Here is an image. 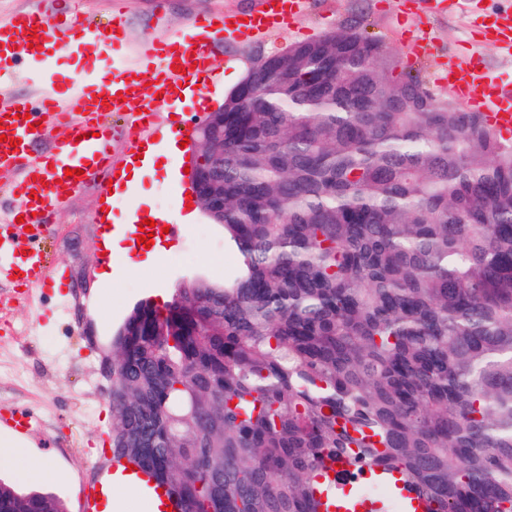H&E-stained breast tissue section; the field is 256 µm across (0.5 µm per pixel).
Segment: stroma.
Instances as JSON below:
<instances>
[{
    "mask_svg": "<svg viewBox=\"0 0 512 512\" xmlns=\"http://www.w3.org/2000/svg\"><path fill=\"white\" fill-rule=\"evenodd\" d=\"M472 11L449 8L446 0H309L306 10L290 26L250 41L217 37L212 43L215 78L205 104L196 100L160 109V127H194L224 101L244 76L256 54H273L290 44L339 29L350 19H363L365 30L381 39L401 69L418 75L427 89L449 99L447 88L434 81L437 64L461 51L479 57L501 81L512 83V55L475 33L476 14H490L512 0H472ZM259 0H0V19L34 8L67 14L81 26L99 27L121 17L127 40L150 37L166 41L185 31L194 20L228 12L254 10ZM425 37L428 50L410 55L404 39ZM191 147L170 158L168 170L142 178L155 209L175 213L190 187L186 173ZM105 198L104 186L94 183L77 193L51 217L55 231L41 248L62 276L23 295L0 286V414L14 409L34 413L41 424L22 438L21 446L45 455L57 474L47 491L73 505L81 480L95 478L94 457L103 433L112 429V401L102 363L112 352V334L132 306L141 299H170L176 284L197 274L214 279L233 275L237 258L224 248V231L205 214L181 225L167 238L171 251L160 262L105 280L100 259L97 218Z\"/></svg>",
    "mask_w": 512,
    "mask_h": 512,
    "instance_id": "stroma-1",
    "label": "stroma"
}]
</instances>
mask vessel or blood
<instances>
[{
  "mask_svg": "<svg viewBox=\"0 0 512 512\" xmlns=\"http://www.w3.org/2000/svg\"><path fill=\"white\" fill-rule=\"evenodd\" d=\"M258 11L241 16L221 15L194 23L181 34L179 44L144 40L135 52L156 58L158 64L147 77L137 75L129 63L130 50L120 36L121 22L111 31L86 30V41L103 47L112 57V75L102 80L91 75L62 81L52 70H44L48 88L37 105L0 97V123L7 128V139L0 143V174L13 176L12 194L24 201L20 219L0 224V282L32 288L53 275L36 243L37 236L51 232L47 221L50 208L68 199L82 182L98 175L115 174L111 132L101 117L104 112L132 119V151H139V139L155 126L159 107L180 100L186 86L206 84L212 71L211 42L217 33L230 38H251L288 25L300 13L305 0H262ZM71 18L42 13H20L10 22H0V77L10 61L25 53L35 61L44 60L49 44L64 36ZM482 39L512 52V11L483 17L477 25ZM455 100L470 110L483 113L503 137L512 136V90L501 86L496 77L477 59L449 58L436 73ZM65 124L66 138L34 150L41 120ZM81 169L80 177L68 176V169ZM101 479L84 488L79 512H110L115 488L129 491L134 498L157 501L168 506L141 469L105 458L99 464Z\"/></svg>",
  "mask_w": 512,
  "mask_h": 512,
  "instance_id": "1",
  "label": "vessel or blood"
}]
</instances>
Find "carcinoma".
<instances>
[{
	"label": "carcinoma",
	"mask_w": 512,
	"mask_h": 512,
	"mask_svg": "<svg viewBox=\"0 0 512 512\" xmlns=\"http://www.w3.org/2000/svg\"><path fill=\"white\" fill-rule=\"evenodd\" d=\"M397 67L354 21L212 118L224 208L198 204L237 271L112 336V458L182 512H322L374 467L428 512H512V139ZM0 512L68 509L0 481Z\"/></svg>",
	"instance_id": "obj_1"
}]
</instances>
